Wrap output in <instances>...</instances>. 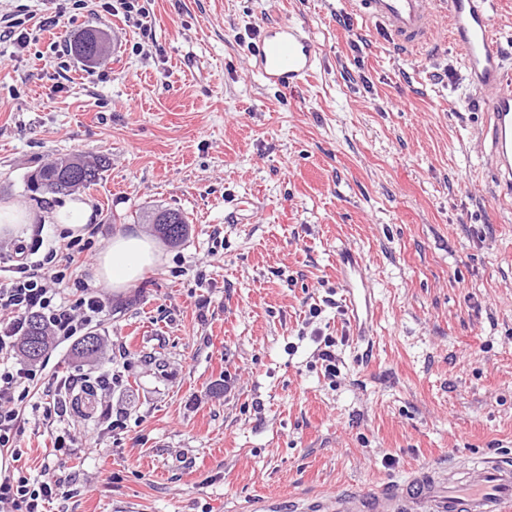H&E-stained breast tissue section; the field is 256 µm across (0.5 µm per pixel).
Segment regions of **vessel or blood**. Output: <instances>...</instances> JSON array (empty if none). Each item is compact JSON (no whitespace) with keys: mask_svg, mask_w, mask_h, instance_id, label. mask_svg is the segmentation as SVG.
I'll return each mask as SVG.
<instances>
[{"mask_svg":"<svg viewBox=\"0 0 512 512\" xmlns=\"http://www.w3.org/2000/svg\"><path fill=\"white\" fill-rule=\"evenodd\" d=\"M365 15L396 44L419 48L447 26L461 50L490 116L482 131L490 143V169L501 196H512V72L504 68L493 36L492 0H360ZM318 60L310 31L282 23L267 30L253 50L251 70L269 85L302 88ZM351 319H358L360 299L371 296L373 282L363 260L353 253L336 257ZM299 512H512V458L483 457L449 462L447 468L408 473L381 488L333 492L309 502Z\"/></svg>","mask_w":512,"mask_h":512,"instance_id":"1","label":"vessel or blood"}]
</instances>
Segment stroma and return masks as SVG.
Instances as JSON below:
<instances>
[{"label": "stroma", "mask_w": 512, "mask_h": 512, "mask_svg": "<svg viewBox=\"0 0 512 512\" xmlns=\"http://www.w3.org/2000/svg\"><path fill=\"white\" fill-rule=\"evenodd\" d=\"M140 4L147 37L93 4L0 0L30 28L61 16L28 46L0 41V201L52 211L63 197L29 191L28 175L106 157L81 192L86 284L112 235L150 232L147 212L188 221L110 294L96 356L64 342L41 357L120 377L111 427L92 403L66 416L86 444L50 512H296L451 458L512 456V200L496 197L488 114L455 44L397 47L357 0ZM286 21L321 57L297 93L248 65ZM89 29L109 47L94 65L69 50ZM344 249L375 286L362 337L336 276ZM27 419L17 466L34 475L54 436Z\"/></svg>", "instance_id": "35a3bbf8"}]
</instances>
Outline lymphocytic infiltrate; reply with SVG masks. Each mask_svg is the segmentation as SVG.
Returning a JSON list of instances; mask_svg holds the SVG:
<instances>
[{
  "instance_id": "obj_1",
  "label": "lymphocytic infiltrate",
  "mask_w": 512,
  "mask_h": 512,
  "mask_svg": "<svg viewBox=\"0 0 512 512\" xmlns=\"http://www.w3.org/2000/svg\"><path fill=\"white\" fill-rule=\"evenodd\" d=\"M67 248L62 260L54 245L34 238L30 245H18L14 264L0 275V455L21 446L23 404L39 411L44 423L54 424L66 414L67 395L78 383L77 376L61 378L19 362L18 343L30 318L38 317L52 340L62 343L78 340L99 323L107 307L101 293L71 286L69 275L82 266L85 247L73 240ZM55 446L54 458L33 477L0 458V512H46L47 504L58 499L78 441L66 431L56 436Z\"/></svg>"
}]
</instances>
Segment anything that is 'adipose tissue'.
Returning <instances> with one entry per match:
<instances>
[{"label": "adipose tissue", "instance_id": "adipose-tissue-1", "mask_svg": "<svg viewBox=\"0 0 512 512\" xmlns=\"http://www.w3.org/2000/svg\"><path fill=\"white\" fill-rule=\"evenodd\" d=\"M92 216L90 205L79 198L64 207L41 215L13 203L0 204V237L15 234L23 225L44 220L68 231L71 237L85 235ZM162 257L160 243L140 231H125L112 236L96 257L93 280L96 287L121 293L131 288L146 268Z\"/></svg>", "mask_w": 512, "mask_h": 512}]
</instances>
